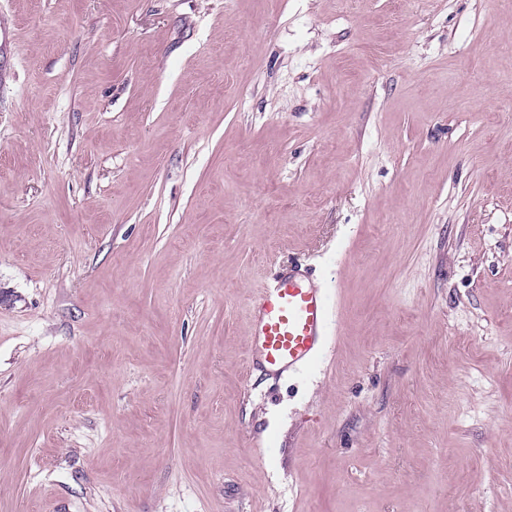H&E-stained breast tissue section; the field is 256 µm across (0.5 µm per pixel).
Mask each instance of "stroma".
<instances>
[{
    "mask_svg": "<svg viewBox=\"0 0 512 512\" xmlns=\"http://www.w3.org/2000/svg\"><path fill=\"white\" fill-rule=\"evenodd\" d=\"M0 292V512H512V8L0 0ZM328 288L297 269L277 272L252 302L249 361L274 375L313 364L331 336Z\"/></svg>",
    "mask_w": 512,
    "mask_h": 512,
    "instance_id": "obj_1",
    "label": "stroma"
}]
</instances>
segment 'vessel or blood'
I'll return each instance as SVG.
<instances>
[{
  "label": "vessel or blood",
  "instance_id": "obj_1",
  "mask_svg": "<svg viewBox=\"0 0 512 512\" xmlns=\"http://www.w3.org/2000/svg\"><path fill=\"white\" fill-rule=\"evenodd\" d=\"M330 336L329 291L300 270L277 272L252 302L249 359L269 373L313 364Z\"/></svg>",
  "mask_w": 512,
  "mask_h": 512
}]
</instances>
